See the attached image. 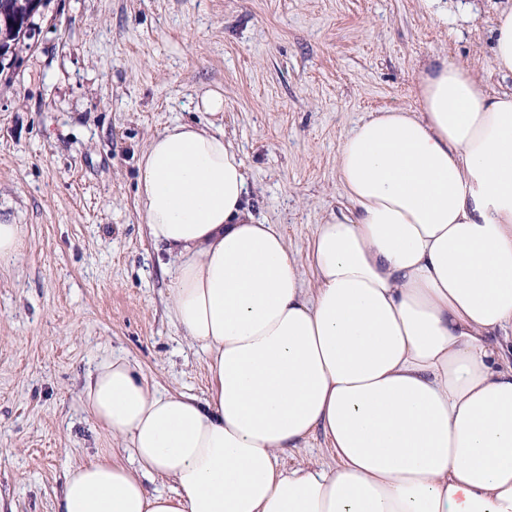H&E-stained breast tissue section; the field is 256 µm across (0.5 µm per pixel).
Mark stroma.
Wrapping results in <instances>:
<instances>
[{
    "instance_id": "35a3bbf8",
    "label": "stroma",
    "mask_w": 512,
    "mask_h": 512,
    "mask_svg": "<svg viewBox=\"0 0 512 512\" xmlns=\"http://www.w3.org/2000/svg\"><path fill=\"white\" fill-rule=\"evenodd\" d=\"M50 0L0 73V221L27 247L0 266V512H57L69 465L124 442L81 396L103 355L158 390L208 397V355L169 317L174 260L136 211L138 161L195 101L224 94L255 217L279 225L305 287L318 224L344 203L340 141L358 120L416 108L421 61L490 88V26L512 0ZM336 466L323 433L279 453Z\"/></svg>"
}]
</instances>
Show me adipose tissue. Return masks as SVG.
Segmentation results:
<instances>
[{"label":"adipose tissue","instance_id":"1","mask_svg":"<svg viewBox=\"0 0 512 512\" xmlns=\"http://www.w3.org/2000/svg\"><path fill=\"white\" fill-rule=\"evenodd\" d=\"M490 64L512 76V7ZM417 88L418 109L341 140L348 205L315 231L312 291L222 126L151 138L138 215L176 261L171 316L212 388L164 393L103 358L82 400L132 462L70 466L59 512H512V89L440 56ZM317 430L336 467L284 468Z\"/></svg>","mask_w":512,"mask_h":512}]
</instances>
